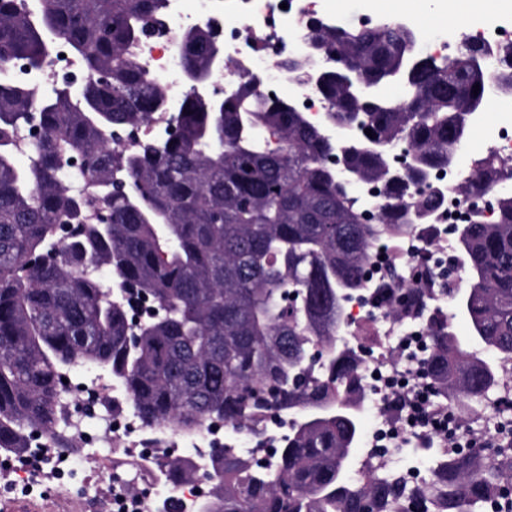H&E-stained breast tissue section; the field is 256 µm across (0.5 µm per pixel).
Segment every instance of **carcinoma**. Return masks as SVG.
Returning a JSON list of instances; mask_svg holds the SVG:
<instances>
[{
    "label": "carcinoma",
    "instance_id": "carcinoma-1",
    "mask_svg": "<svg viewBox=\"0 0 512 512\" xmlns=\"http://www.w3.org/2000/svg\"><path fill=\"white\" fill-rule=\"evenodd\" d=\"M166 0H0V454L21 456L64 439L62 378L79 364L108 367L153 432H190L221 419L251 433L270 409L293 416L271 468L257 472L232 452L214 456L211 502L195 512H404L409 495L434 512H478L512 487V457L480 448L447 451L433 479L409 491L349 473L364 394L354 379L363 359L336 345L342 297L362 287L376 244L426 224L440 198L416 183L448 165L468 139L491 91L512 92V70L491 78L479 63L495 49L476 44L436 61L420 49L402 16L362 27L310 19L314 51L340 52L362 82H387L414 44L420 66L403 105L371 107L329 70L317 93L346 124L367 114L373 139L410 141L418 163L398 178L387 155L359 143L346 166L384 189L377 222L366 224L326 158L336 146L284 101L237 85L212 112L186 96L179 133L132 150L107 141L115 128L151 120L165 94L139 57V44L163 27ZM208 29L179 38L184 65L207 67ZM81 60V95L45 97L7 79L13 62L42 67L58 41ZM289 80L309 79V63L283 54ZM479 91H474V85ZM40 111L45 136L29 162H17L14 134ZM92 155L90 188L65 175ZM128 185L103 195L112 167ZM457 187L465 197L496 187L492 157ZM105 207L112 224L96 228ZM469 286L451 301L468 317L475 354L452 331L435 336L423 360L434 403L445 400L460 425L488 410L512 360V194L500 192L494 221L478 212L456 227ZM110 272V284L82 269ZM294 296L289 303L287 298ZM330 373L311 374L314 351ZM180 483L196 469L165 462Z\"/></svg>",
    "mask_w": 512,
    "mask_h": 512
}]
</instances>
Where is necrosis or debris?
<instances>
[{"mask_svg": "<svg viewBox=\"0 0 512 512\" xmlns=\"http://www.w3.org/2000/svg\"><path fill=\"white\" fill-rule=\"evenodd\" d=\"M335 16L324 0H231L226 8L220 7L218 0H195L190 12L185 10L184 0H168L166 33L144 38L140 55L149 72L166 86L169 109L139 127V137L167 135L171 115L178 112L184 100L182 61L176 38L183 30L209 20L222 29L224 57L234 65L233 71L224 72V81L259 78L263 90L283 96L311 122H320L325 102L309 89L286 86L285 76L273 60L277 55L297 51L303 38L301 21ZM56 51L50 66L42 72L28 69L24 62H15L9 71L10 81L31 88L39 87L45 79L54 83H82L84 69L69 47L61 43ZM490 112L493 120L483 126L485 144L499 165L510 166L512 95L495 96ZM474 171V164L467 162L431 172V186L443 197V206L432 224L415 227L372 256L364 287L346 303L348 320L339 339L355 346L365 361L358 382L366 391L365 404L370 412L355 460L358 480L381 476L411 488L430 481L437 467L435 459L425 460L413 453L420 445L422 428L395 430L391 407L403 386L415 391L424 386L422 350L449 320L448 291L458 287L460 280L449 275L448 259L453 251L455 227L471 213L469 199L459 197L455 186L471 178ZM394 305L400 313L393 317L389 310ZM89 401L115 409L103 431L88 430L76 417L78 409ZM65 414L72 417L76 436L84 446L104 445L112 440L123 443L131 455L141 458L147 471L143 486L134 496L122 501L106 497L105 512H146L148 502L169 498L193 504L207 495L206 483H171L160 465L163 457L179 452L201 466L208 462L214 449L225 448L267 465L288 429L286 415L272 411L249 435L214 419L204 422L192 435L142 448L137 438L143 424L134 405L117 386L97 375L85 378L79 390L70 395ZM459 442L465 447L493 452L512 449V421L496 418L482 423L462 433ZM74 470L73 461L62 459L49 464L44 453L37 450L31 458L10 461L0 469V494L9 499L32 495L47 478L63 485L73 478Z\"/></svg>", "mask_w": 512, "mask_h": 512, "instance_id": "obj_1", "label": "necrosis or debris"}]
</instances>
